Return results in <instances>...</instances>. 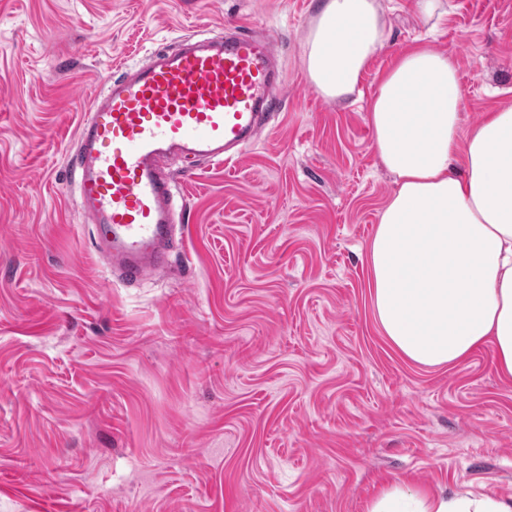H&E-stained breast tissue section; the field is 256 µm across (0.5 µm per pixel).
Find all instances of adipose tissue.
I'll list each match as a JSON object with an SVG mask.
<instances>
[{
    "mask_svg": "<svg viewBox=\"0 0 512 512\" xmlns=\"http://www.w3.org/2000/svg\"><path fill=\"white\" fill-rule=\"evenodd\" d=\"M386 41L380 0H324L303 38L310 84L348 99ZM369 111L376 154L397 185L367 253L376 322L410 363L457 365L488 344L496 372L512 380V105L460 139L457 63L418 46L381 76ZM366 512H512V495L398 482Z\"/></svg>",
    "mask_w": 512,
    "mask_h": 512,
    "instance_id": "obj_1",
    "label": "adipose tissue"
}]
</instances>
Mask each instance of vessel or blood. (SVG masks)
<instances>
[{
  "mask_svg": "<svg viewBox=\"0 0 512 512\" xmlns=\"http://www.w3.org/2000/svg\"><path fill=\"white\" fill-rule=\"evenodd\" d=\"M273 46L245 30L155 51L90 103L69 164L80 209L113 274L133 285L163 271L176 241L172 155L231 162L280 111Z\"/></svg>",
  "mask_w": 512,
  "mask_h": 512,
  "instance_id": "b4317fda",
  "label": "vessel or blood"
}]
</instances>
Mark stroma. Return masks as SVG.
Here are the masks:
<instances>
[{"instance_id":"1","label":"stroma","mask_w":512,"mask_h":512,"mask_svg":"<svg viewBox=\"0 0 512 512\" xmlns=\"http://www.w3.org/2000/svg\"><path fill=\"white\" fill-rule=\"evenodd\" d=\"M321 0H0V512H365L393 483L512 495V381L491 346L402 359L367 249L396 188L380 76L452 55L462 135L512 105V0H381L385 47L342 103L309 84ZM273 35L282 109L237 164L165 161L184 206L164 274L121 283L67 164L95 94L185 35Z\"/></svg>"}]
</instances>
